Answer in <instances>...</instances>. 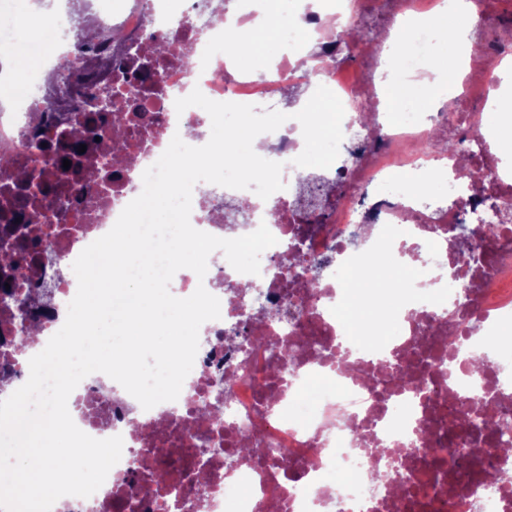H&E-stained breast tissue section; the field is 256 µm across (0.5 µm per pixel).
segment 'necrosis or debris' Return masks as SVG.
Wrapping results in <instances>:
<instances>
[{"instance_id":"1","label":"necrosis or debris","mask_w":512,"mask_h":512,"mask_svg":"<svg viewBox=\"0 0 512 512\" xmlns=\"http://www.w3.org/2000/svg\"><path fill=\"white\" fill-rule=\"evenodd\" d=\"M440 0H305L295 17L317 51L283 56L256 73L243 47L219 52L224 20L238 33L255 19L247 0H43L42 33L65 44L58 56L19 67L0 56V244L19 243L0 267V288L18 297L47 288L52 309L36 336L19 342L15 306L0 305V371L25 383L29 360L62 327L60 307L77 292L68 270L113 227L143 188L142 174L173 136L207 143L202 108L176 112L200 89L217 102L277 108L292 89L321 74L341 100L350 163L302 173L301 125L287 120L253 144L282 163L283 190L261 199L250 189L197 183L190 222L220 238L266 224L277 243L300 241L324 261L314 289L273 274L237 272L222 251L205 277L182 275L174 296L197 286L220 301L221 317L199 331L194 366L177 400L143 409L107 375L84 378L68 399L75 424L123 452L90 497L65 496L52 512H512V451L493 445L492 427L512 408V161L495 149L490 104L511 87L501 78L512 56V15L498 0H473L469 31L477 64L460 93L432 98L410 124L390 122L386 88L404 77L395 32L408 15L433 16ZM359 64H342L341 54ZM447 171L440 192L426 187ZM484 218L461 264L458 225ZM401 261L411 278L364 289L369 318L400 312L377 348L341 357L336 299L349 266ZM460 349L449 356L447 336ZM288 372H277L278 346ZM332 374L310 417L291 411L313 376ZM474 399L485 430L449 444ZM252 436L239 448L240 432Z\"/></svg>"}]
</instances>
